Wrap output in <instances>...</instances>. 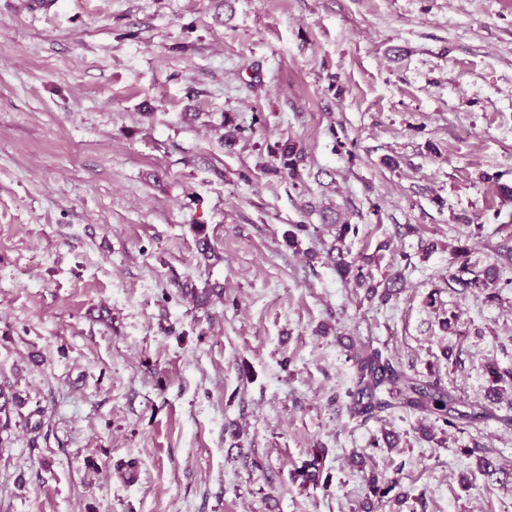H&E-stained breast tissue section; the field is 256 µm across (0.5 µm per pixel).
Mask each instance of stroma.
I'll return each instance as SVG.
<instances>
[{"label":"stroma","mask_w":512,"mask_h":512,"mask_svg":"<svg viewBox=\"0 0 512 512\" xmlns=\"http://www.w3.org/2000/svg\"><path fill=\"white\" fill-rule=\"evenodd\" d=\"M508 187L512 0H0V512H512V388L456 430L355 417L347 352L485 402ZM336 258L334 259L336 273L342 278H352L360 287L367 288V295L371 299L378 295L379 285H374L373 278L364 272V265H356L354 262L345 260L343 251L340 247H336ZM456 277V281L463 285L464 287L473 286L475 288H481V290L486 294V298L490 301L497 299L498 294L496 292V285L499 280L500 274L499 271L490 266L484 271V278L480 280L479 278L472 280H465L463 278Z\"/></svg>","instance_id":"stroma-1"}]
</instances>
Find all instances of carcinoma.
Wrapping results in <instances>:
<instances>
[{"mask_svg":"<svg viewBox=\"0 0 512 512\" xmlns=\"http://www.w3.org/2000/svg\"><path fill=\"white\" fill-rule=\"evenodd\" d=\"M283 167L289 173L295 172L300 158V150L294 143H288L282 148ZM336 273L342 278H351L360 287L367 288L370 298L380 296L386 302L392 296L393 284L396 279L390 278L384 283L383 291L373 284V278L364 272V265L345 260L341 248H336L334 259ZM499 271L489 267L484 271L483 279L456 278V281L465 286L481 289L490 301L497 299L496 285L499 280ZM351 358L356 370V393L350 412L357 416H372L394 408H408L424 413L447 428H458V416L455 415L454 396L445 390L436 379L421 380L405 371L395 367L392 359L383 355L379 348L367 343L351 348ZM489 376V396H498L503 385L512 382V373L501 370L494 362L485 366ZM15 397L6 387L0 385V432H7L12 427L13 405ZM322 459L316 454L312 460L304 463L296 471V477L301 484H315L320 480Z\"/></svg>","mask_w":512,"mask_h":512,"instance_id":"1","label":"carcinoma"}]
</instances>
